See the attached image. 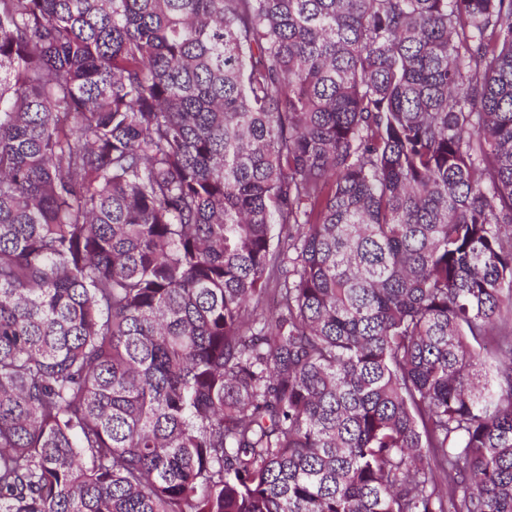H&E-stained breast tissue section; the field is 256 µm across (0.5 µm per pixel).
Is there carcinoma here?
I'll use <instances>...</instances> for the list:
<instances>
[{
	"instance_id": "obj_1",
	"label": "carcinoma",
	"mask_w": 512,
	"mask_h": 512,
	"mask_svg": "<svg viewBox=\"0 0 512 512\" xmlns=\"http://www.w3.org/2000/svg\"><path fill=\"white\" fill-rule=\"evenodd\" d=\"M0 512H512V0H0Z\"/></svg>"
}]
</instances>
